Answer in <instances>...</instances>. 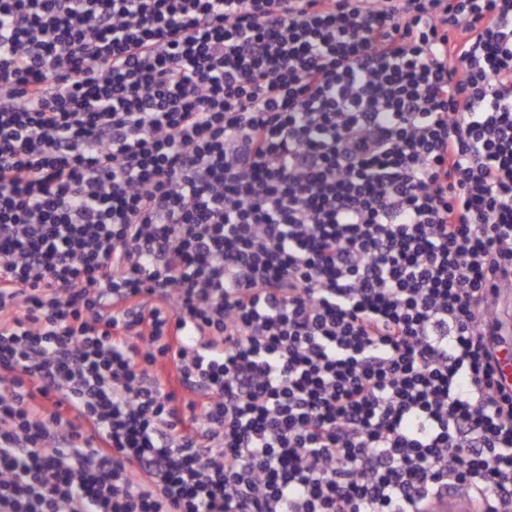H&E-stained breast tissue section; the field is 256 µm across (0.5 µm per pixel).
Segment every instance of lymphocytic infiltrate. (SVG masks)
I'll return each instance as SVG.
<instances>
[{"label":"lymphocytic infiltrate","mask_w":512,"mask_h":512,"mask_svg":"<svg viewBox=\"0 0 512 512\" xmlns=\"http://www.w3.org/2000/svg\"><path fill=\"white\" fill-rule=\"evenodd\" d=\"M512 0H0V512H512ZM432 512H474V502L468 497L448 498V496L436 497L428 507Z\"/></svg>","instance_id":"1"}]
</instances>
